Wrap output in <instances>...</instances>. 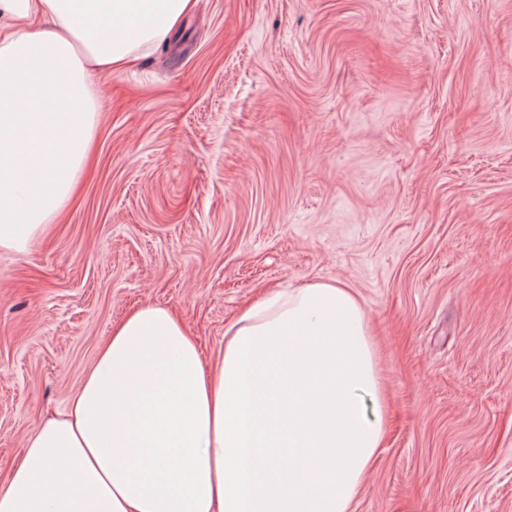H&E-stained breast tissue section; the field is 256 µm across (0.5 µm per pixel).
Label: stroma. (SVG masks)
Returning <instances> with one entry per match:
<instances>
[{"mask_svg": "<svg viewBox=\"0 0 512 512\" xmlns=\"http://www.w3.org/2000/svg\"><path fill=\"white\" fill-rule=\"evenodd\" d=\"M95 82L77 195L0 252V488L130 309L211 362L261 293L336 281L388 407L354 512H512V0H197Z\"/></svg>", "mask_w": 512, "mask_h": 512, "instance_id": "35a3bbf8", "label": "stroma"}]
</instances>
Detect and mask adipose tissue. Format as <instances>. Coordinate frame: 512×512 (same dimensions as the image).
Segmentation results:
<instances>
[{
	"mask_svg": "<svg viewBox=\"0 0 512 512\" xmlns=\"http://www.w3.org/2000/svg\"><path fill=\"white\" fill-rule=\"evenodd\" d=\"M195 5L0 0V251H25L72 199L96 134L95 73L131 66ZM381 400L350 288L264 293L210 366L176 315L144 305L32 431L0 512H353L384 440Z\"/></svg>",
	"mask_w": 512,
	"mask_h": 512,
	"instance_id": "1",
	"label": "adipose tissue"
}]
</instances>
